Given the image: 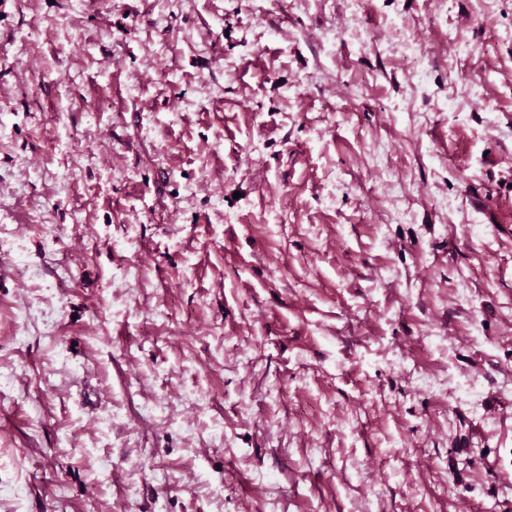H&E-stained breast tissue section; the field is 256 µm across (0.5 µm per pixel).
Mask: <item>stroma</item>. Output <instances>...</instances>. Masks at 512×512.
Returning a JSON list of instances; mask_svg holds the SVG:
<instances>
[{"mask_svg": "<svg viewBox=\"0 0 512 512\" xmlns=\"http://www.w3.org/2000/svg\"><path fill=\"white\" fill-rule=\"evenodd\" d=\"M0 512H512V0H0Z\"/></svg>", "mask_w": 512, "mask_h": 512, "instance_id": "obj_1", "label": "stroma"}]
</instances>
